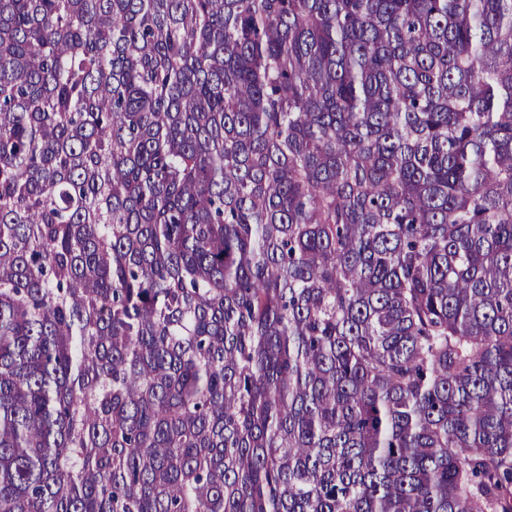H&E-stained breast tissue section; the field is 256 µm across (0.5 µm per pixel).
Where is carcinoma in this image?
Wrapping results in <instances>:
<instances>
[{"label":"carcinoma","instance_id":"1","mask_svg":"<svg viewBox=\"0 0 512 512\" xmlns=\"http://www.w3.org/2000/svg\"><path fill=\"white\" fill-rule=\"evenodd\" d=\"M0 512H512V0H0Z\"/></svg>","mask_w":512,"mask_h":512}]
</instances>
